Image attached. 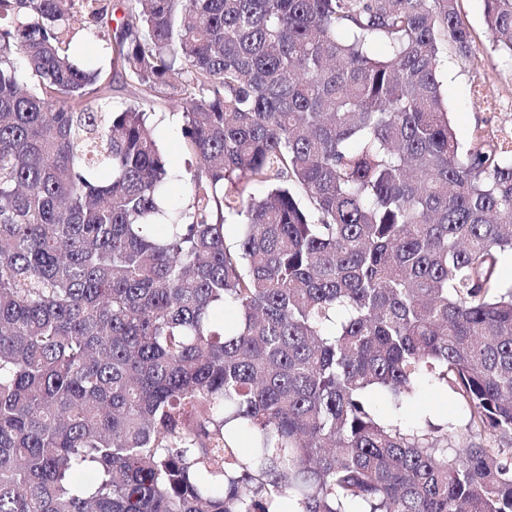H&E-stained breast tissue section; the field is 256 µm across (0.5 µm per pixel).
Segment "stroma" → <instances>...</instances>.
<instances>
[{
  "instance_id": "35a3bbf8",
  "label": "stroma",
  "mask_w": 512,
  "mask_h": 512,
  "mask_svg": "<svg viewBox=\"0 0 512 512\" xmlns=\"http://www.w3.org/2000/svg\"><path fill=\"white\" fill-rule=\"evenodd\" d=\"M458 11L469 26L476 46L472 58L446 51L439 68L442 92L456 137L467 143L475 127L494 136L512 132V55L492 49V34L484 21V0H459ZM151 125L171 167L185 173L189 154L182 134V119L172 109L155 106ZM409 427L424 421L453 424L450 447L467 445L463 401L429 384H422L400 413Z\"/></svg>"
}]
</instances>
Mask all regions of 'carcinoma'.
Listing matches in <instances>:
<instances>
[{"mask_svg":"<svg viewBox=\"0 0 512 512\" xmlns=\"http://www.w3.org/2000/svg\"><path fill=\"white\" fill-rule=\"evenodd\" d=\"M457 2L0 0V512H512V142L450 125ZM423 382L500 444L375 412ZM151 125L160 147L166 154L171 167L179 174L186 175L190 160L182 134V119L176 112L164 106H155ZM174 112V114H173Z\"/></svg>","mask_w":512,"mask_h":512,"instance_id":"carcinoma-1","label":"carcinoma"}]
</instances>
